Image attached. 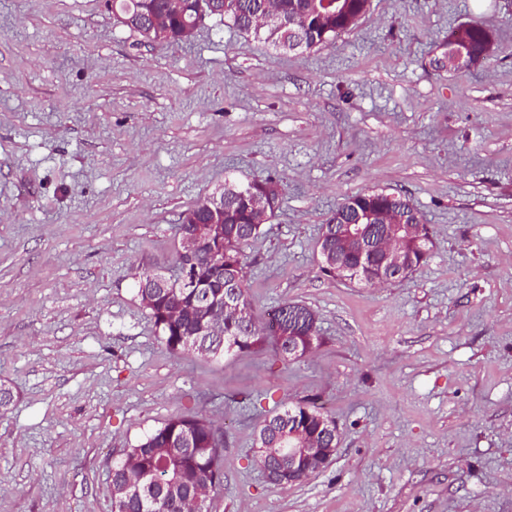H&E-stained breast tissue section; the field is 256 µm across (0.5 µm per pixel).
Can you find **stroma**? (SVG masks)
Instances as JSON below:
<instances>
[{
    "label": "stroma",
    "mask_w": 512,
    "mask_h": 512,
    "mask_svg": "<svg viewBox=\"0 0 512 512\" xmlns=\"http://www.w3.org/2000/svg\"><path fill=\"white\" fill-rule=\"evenodd\" d=\"M476 21L496 51L436 67ZM274 179L244 249L256 313L311 308L319 345L172 353L135 275L173 268L185 211ZM407 196L427 262L384 286L320 270L331 211ZM0 512H112V462L178 414L224 435L209 512H512V0H371L284 52L214 18L147 42L106 0H0ZM313 401L329 464L269 483L254 438Z\"/></svg>",
    "instance_id": "stroma-1"
}]
</instances>
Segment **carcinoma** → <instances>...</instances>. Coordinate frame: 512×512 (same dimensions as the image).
Returning a JSON list of instances; mask_svg holds the SVG:
<instances>
[{
	"label": "carcinoma",
	"mask_w": 512,
	"mask_h": 512,
	"mask_svg": "<svg viewBox=\"0 0 512 512\" xmlns=\"http://www.w3.org/2000/svg\"><path fill=\"white\" fill-rule=\"evenodd\" d=\"M368 0H209L205 18L219 17L239 31L276 48L288 43L310 50L337 35L349 16L367 9ZM164 6V0H112V8L124 19L123 25L141 35L148 31L147 19ZM272 8L283 28L261 27L258 19ZM196 0H183L180 11L170 20L162 43L182 42L185 26L197 24ZM447 44L462 49L479 64L494 52L489 31L476 22L458 27ZM274 183L269 178L245 185L224 184V223L212 224L208 199L199 200L187 213L195 222L180 224V234L195 233L205 225L203 245L193 256L177 255L176 264L195 270L197 283H183L173 275L145 270L137 278L138 295L154 299L148 308L150 320L166 346L173 352L192 351L218 360L254 346L271 345L284 358L296 359L310 353L316 343V315L309 307L284 302L270 313L266 325H259L248 299L244 279L243 247L264 232V225L252 224L251 200ZM391 211L403 224L420 221L409 199L383 191H367L346 198L336 207L318 239L322 271L338 279L375 284L382 275L380 261L368 249L348 244L342 236L345 224H360L374 236L384 229L383 214ZM429 225L414 229L404 242L410 258L409 272L423 266L429 257ZM235 303L238 313H224L225 300ZM302 430L320 448L336 447V423L312 402L298 403L265 420L255 445L258 462L288 468V458L269 453L271 448H296ZM224 453L221 434L213 423L199 415H176L147 435L138 445L126 448L112 464V484L125 482L127 472L146 474L139 488L112 499V512H185L187 494L198 487L219 486L223 479L220 461Z\"/></svg>",
	"instance_id": "cac0c4a2"
}]
</instances>
